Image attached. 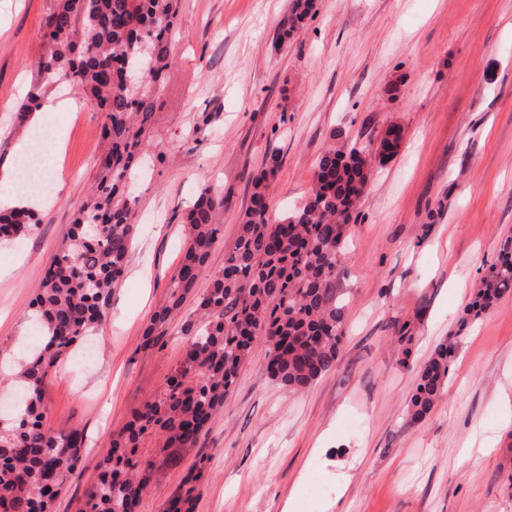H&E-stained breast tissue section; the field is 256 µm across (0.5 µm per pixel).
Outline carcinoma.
I'll use <instances>...</instances> for the list:
<instances>
[{"instance_id":"obj_1","label":"carcinoma","mask_w":512,"mask_h":512,"mask_svg":"<svg viewBox=\"0 0 512 512\" xmlns=\"http://www.w3.org/2000/svg\"><path fill=\"white\" fill-rule=\"evenodd\" d=\"M180 0H50L42 22L43 52L37 78L17 111H37L44 78L64 75L73 89L105 114L101 135L108 147L97 160L88 201L53 255L32 302L50 335L34 327L41 343L23 348L3 380L21 397L15 413H0V512H51V506L82 462L83 431L55 430L45 422L49 372L106 320L114 289L123 279L135 224L126 177L140 170L145 138L163 72L171 65L172 32ZM313 9V0H289L277 39L285 42ZM147 65L143 85L124 79L125 64ZM366 147L328 146L318 158L314 182L300 205L283 217L270 212L269 187L281 165L278 151L266 157L252 180L250 204L239 234L210 274V288L189 315L183 361L165 388L136 409L99 459L98 479L84 491L79 512H138L154 477V463L140 448L153 435L174 462L197 447L203 430L224 404L256 337L267 346L269 379L289 392L309 388L336 365L346 307L340 281L343 244L351 211L371 176ZM224 192L201 187L184 223L188 247L172 279L167 302L144 331V346L167 334L208 269L220 244ZM39 218L31 209L0 211V239L25 236ZM512 287V241L481 281L467 314H479ZM457 337L439 344L419 365L409 397L407 424L424 420L441 399ZM202 473L164 503L163 512H194Z\"/></svg>"}]
</instances>
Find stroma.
<instances>
[{"label": "stroma", "instance_id": "35a3bbf8", "mask_svg": "<svg viewBox=\"0 0 512 512\" xmlns=\"http://www.w3.org/2000/svg\"><path fill=\"white\" fill-rule=\"evenodd\" d=\"M49 0H0V166L31 131L15 108L36 77ZM288 0H181L175 61L147 132L156 162L132 184L139 213L126 274L93 338L92 359L52 368L47 423L87 438L83 463L51 512H77L95 464L133 410L182 360L185 317L163 344L143 332L171 293L182 217L201 183L224 191V239L239 233L250 179L269 151L282 214L311 186L332 144L373 147L400 129L397 153L375 165L351 221L342 283L348 300L335 367L306 391L248 360L203 432L175 465L158 464L140 512L202 473L195 512H512V292L479 316L464 312L512 236V0H315L285 44ZM52 113L64 188L37 210L24 255L0 275V354L17 349L29 302L89 195L104 122L88 98ZM457 337L445 393L406 426L416 370ZM496 447L477 453L482 435Z\"/></svg>", "mask_w": 512, "mask_h": 512}]
</instances>
